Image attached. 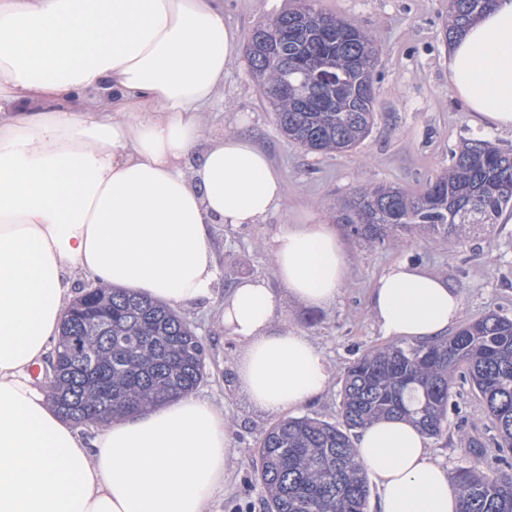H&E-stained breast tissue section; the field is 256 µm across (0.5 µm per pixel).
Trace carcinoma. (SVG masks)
Listing matches in <instances>:
<instances>
[{
  "label": "carcinoma",
  "instance_id": "obj_1",
  "mask_svg": "<svg viewBox=\"0 0 512 512\" xmlns=\"http://www.w3.org/2000/svg\"><path fill=\"white\" fill-rule=\"evenodd\" d=\"M495 0H448L445 39L460 36ZM257 26L247 38L249 66L264 86L279 132L312 151L349 152L374 121L375 42L354 23L307 5ZM336 83L319 84L307 101L277 94L289 81L308 82L322 66ZM512 208V154L481 139L452 152L448 173L424 192L378 186L355 191L342 206L349 232L368 243L413 228L448 237L462 225L497 223ZM112 311V326L62 320L53 400L63 418L88 427L194 393L207 353L176 311L147 296L95 286L86 297ZM83 337L90 362L71 352ZM463 370L496 430V465L474 462L451 474L460 512H512V318L492 311L431 344L391 343L363 353L344 374L341 421L287 417L264 434L257 481L267 512H365L370 487L352 436L373 420L406 416L432 437L444 435L455 375Z\"/></svg>",
  "mask_w": 512,
  "mask_h": 512
}]
</instances>
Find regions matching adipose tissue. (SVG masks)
I'll return each instance as SVG.
<instances>
[{"mask_svg":"<svg viewBox=\"0 0 512 512\" xmlns=\"http://www.w3.org/2000/svg\"><path fill=\"white\" fill-rule=\"evenodd\" d=\"M238 33L222 0H0V512H216L231 464L223 407L191 394L88 437L35 378L60 334L68 271L179 307L208 302L217 227L259 224L285 198L248 137L203 139ZM474 126L512 130V0H497L448 52ZM112 98L102 109L99 94ZM290 300L335 304L349 256L334 225H287L267 244ZM278 298L242 281L219 324L242 345L236 381L278 414L327 388L323 352L278 330ZM461 297L403 261L380 274L383 336L447 338ZM380 512H458L459 490L410 420L358 431Z\"/></svg>","mask_w":512,"mask_h":512,"instance_id":"adipose-tissue-1","label":"adipose tissue"}]
</instances>
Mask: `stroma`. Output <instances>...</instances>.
Masks as SVG:
<instances>
[{"instance_id":"obj_1","label":"stroma","mask_w":512,"mask_h":512,"mask_svg":"<svg viewBox=\"0 0 512 512\" xmlns=\"http://www.w3.org/2000/svg\"><path fill=\"white\" fill-rule=\"evenodd\" d=\"M295 0H224V20L240 38L258 25L293 7ZM317 9L354 21L371 32L380 46L376 74L375 119L367 138L345 154H315L289 142L278 131L274 114L238 51L224 72V87L203 124L205 138L242 133L265 151L286 189L283 207L262 223L224 227L214 237L218 277L210 303L181 309L207 353V376L198 395L223 404L234 434L232 466L221 505H251L263 512L261 491L251 480L254 454L275 416L254 409L234 376L238 345L217 328L225 296L243 280L272 278L268 241L285 225L306 215L316 223L336 221V205L361 186L387 184L413 192L424 190L450 164V152L470 138H482L512 153V132L475 129L463 103L448 83V45L444 24L448 0H314ZM350 258L348 277L336 302L310 310L282 301L278 325L310 336L334 370L327 391L298 415L337 422L341 378L348 364L367 349L388 344L369 311L375 278L387 265L416 260L426 271L444 277L462 299V320L496 311L512 316V210L498 223L470 233L464 244L416 231L382 244H367L340 229ZM453 400L459 412L451 416L443 437L430 439L433 456L447 469L474 460L468 443L485 442L483 461L496 450L492 424L469 386L456 384Z\"/></svg>"}]
</instances>
